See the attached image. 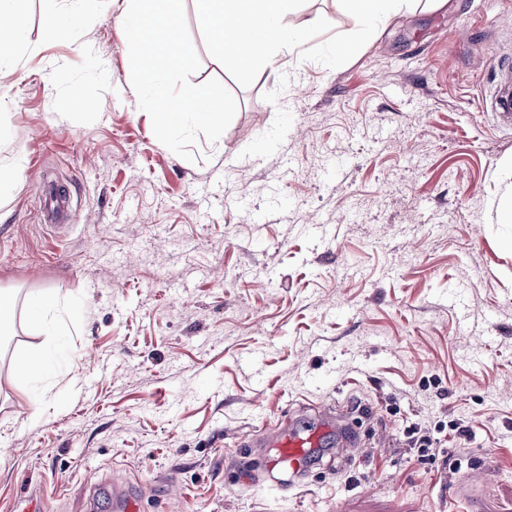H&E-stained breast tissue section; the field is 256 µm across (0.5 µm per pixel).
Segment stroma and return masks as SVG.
Segmentation results:
<instances>
[{"label":"stroma","instance_id":"35a3bbf8","mask_svg":"<svg viewBox=\"0 0 512 512\" xmlns=\"http://www.w3.org/2000/svg\"><path fill=\"white\" fill-rule=\"evenodd\" d=\"M183 3L192 83L237 102L191 162L139 106L112 0L77 30L72 0H28L24 44L0 42V168L23 169L0 197V512L30 485L83 512L109 472L144 512H448L476 467L483 512H512V124L486 105L512 0L422 4L341 57L338 0H297L304 39L245 82ZM57 183L69 219L50 228ZM46 291L47 333L29 318ZM339 401L367 412L350 456L324 449L281 495L229 483L270 424ZM67 189L63 186L54 189L41 200L44 217L51 223H59L67 215ZM47 364V351L45 348L33 349L25 353L15 371V379L24 384L31 377L38 375Z\"/></svg>","mask_w":512,"mask_h":512}]
</instances>
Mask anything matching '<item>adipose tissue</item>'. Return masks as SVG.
<instances>
[{
	"mask_svg": "<svg viewBox=\"0 0 512 512\" xmlns=\"http://www.w3.org/2000/svg\"><path fill=\"white\" fill-rule=\"evenodd\" d=\"M214 52L238 72L276 57L294 36L288 16L294 0H195ZM355 18L358 39L411 7L413 0H342Z\"/></svg>",
	"mask_w": 512,
	"mask_h": 512,
	"instance_id": "obj_1",
	"label": "adipose tissue"
}]
</instances>
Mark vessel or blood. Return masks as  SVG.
<instances>
[{
  "label": "vessel or blood",
  "mask_w": 512,
  "mask_h": 512,
  "mask_svg": "<svg viewBox=\"0 0 512 512\" xmlns=\"http://www.w3.org/2000/svg\"><path fill=\"white\" fill-rule=\"evenodd\" d=\"M41 208L47 221L62 222L67 215L66 188L54 189L42 199ZM351 413V408L345 405L336 408L314 405L304 420L291 418L276 424L262 442L266 468L299 475L308 469L315 449L332 442L340 448L355 447L357 435ZM487 495L486 481L474 475L457 485L450 506L453 512H472L474 503ZM104 498L110 501L113 512H142V499L133 491L129 477L116 474L93 485L87 497V512H96Z\"/></svg>",
  "instance_id": "obj_1"
}]
</instances>
